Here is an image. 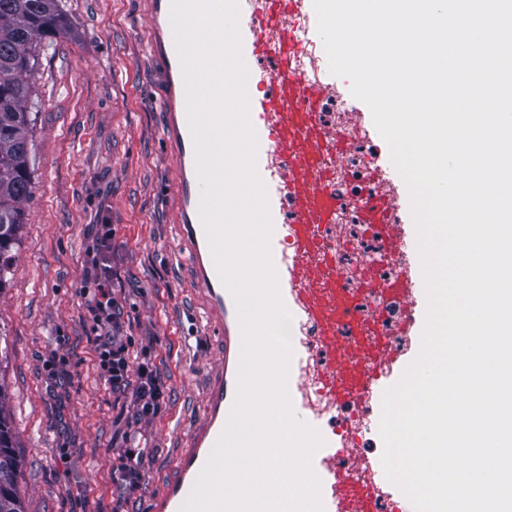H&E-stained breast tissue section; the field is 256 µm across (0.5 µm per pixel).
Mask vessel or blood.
<instances>
[{"label":"vessel or blood","mask_w":512,"mask_h":512,"mask_svg":"<svg viewBox=\"0 0 512 512\" xmlns=\"http://www.w3.org/2000/svg\"><path fill=\"white\" fill-rule=\"evenodd\" d=\"M303 3L238 0L241 57L256 87L248 95L256 172L266 189L278 291L292 316L287 390L295 417L323 440L311 459L323 512H413L408 497L387 479L380 457L363 456L356 440L377 433L385 390L401 380L421 350L428 298L417 230L410 221L391 222L399 206L381 184L400 174L378 171L367 182L363 217L383 232L381 255L396 274L387 280L352 275L337 261L330 232L344 206L336 185L347 171L336 155L345 133L322 119L319 98L326 84L293 65L298 42L287 20L290 9ZM152 6V51L169 83L165 134L179 145L174 191L180 243L193 263L204 328L223 343L204 415L191 429L173 478L147 505L148 512H181L233 408L242 338L234 297L219 278L200 217L170 0H152ZM398 336L403 345H395Z\"/></svg>","instance_id":"vessel-or-blood-1"}]
</instances>
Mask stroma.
<instances>
[{
    "mask_svg": "<svg viewBox=\"0 0 512 512\" xmlns=\"http://www.w3.org/2000/svg\"><path fill=\"white\" fill-rule=\"evenodd\" d=\"M65 36L34 41L32 195L0 291V362L22 458L26 512H146L172 477L200 420L219 348L205 334L188 253L179 244L164 138L168 82L151 52L150 0H61ZM342 118L369 136L370 165L390 167L387 143L349 79ZM112 225V287L129 353L156 366L166 400L136 418L131 397L111 391L98 365L86 271L96 227ZM146 445L144 482L114 479L124 449Z\"/></svg>",
    "mask_w": 512,
    "mask_h": 512,
    "instance_id": "35a3bbf8",
    "label": "stroma"
}]
</instances>
